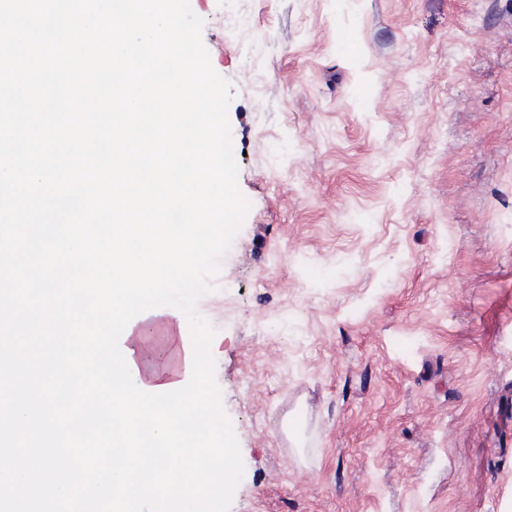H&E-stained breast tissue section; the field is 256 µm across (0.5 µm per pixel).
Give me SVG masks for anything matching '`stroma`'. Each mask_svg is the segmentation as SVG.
Wrapping results in <instances>:
<instances>
[{
    "label": "stroma",
    "instance_id": "1",
    "mask_svg": "<svg viewBox=\"0 0 512 512\" xmlns=\"http://www.w3.org/2000/svg\"><path fill=\"white\" fill-rule=\"evenodd\" d=\"M250 201L197 310L229 512H512V0H192Z\"/></svg>",
    "mask_w": 512,
    "mask_h": 512
}]
</instances>
